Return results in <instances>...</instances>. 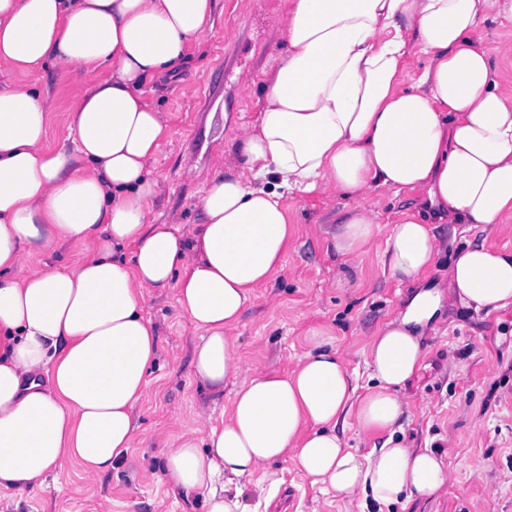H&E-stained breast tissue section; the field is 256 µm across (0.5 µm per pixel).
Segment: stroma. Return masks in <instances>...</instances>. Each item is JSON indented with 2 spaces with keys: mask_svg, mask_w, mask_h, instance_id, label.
Here are the masks:
<instances>
[{
  "mask_svg": "<svg viewBox=\"0 0 512 512\" xmlns=\"http://www.w3.org/2000/svg\"><path fill=\"white\" fill-rule=\"evenodd\" d=\"M288 0H216L211 26L195 43L178 78L152 81L144 96L162 112L169 130L154 173L166 192L155 203L158 223L191 230L199 201L215 169L232 165L239 127L255 122L261 78L286 43L282 19ZM83 81L79 72L55 68L30 75L0 62V85L18 83L49 92L56 100L48 142L66 144V114ZM416 194L378 188L365 205L380 222L372 248L357 259L337 254L326 230L335 213L351 205L339 194L292 195L286 200L290 240L286 264L271 285L257 288L233 338L254 369L288 371L308 349L310 327L326 328L358 384L369 381L361 349L373 331L403 312L420 287L448 289L451 250L465 243L512 250V223L492 231L465 224H439L449 248L423 283L398 282L382 271L381 253L392 223ZM175 288L163 289L145 308L158 328L159 354L148 374L140 429L132 448L111 475L91 482L68 466L49 476L36 497L0 498V512H205L197 495L177 490L162 467L166 438L199 428L203 412L229 408L232 390L215 397L191 365L196 337L176 305ZM423 366L404 391L403 434L415 448L444 455L449 481L437 496L396 503L385 512H512V306L486 314L441 309L422 338ZM283 484L268 512H360L357 503L304 481L292 462L274 465Z\"/></svg>",
  "mask_w": 512,
  "mask_h": 512,
  "instance_id": "stroma-1",
  "label": "stroma"
}]
</instances>
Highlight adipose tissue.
Here are the masks:
<instances>
[{"instance_id": "adipose-tissue-1", "label": "adipose tissue", "mask_w": 512, "mask_h": 512, "mask_svg": "<svg viewBox=\"0 0 512 512\" xmlns=\"http://www.w3.org/2000/svg\"><path fill=\"white\" fill-rule=\"evenodd\" d=\"M215 4L0 0V62L94 77L67 115L70 150L47 142L50 94L0 87V492L34 494L73 463L96 481L123 460L158 355L145 307L172 286L199 334L195 376L216 396L234 387L220 422L200 415V432L166 444L175 487L202 495L207 512H254L283 483L269 463L288 459L362 512L435 496L449 479L442 457L395 437L424 359L420 332L445 302L477 313L512 305V252L456 249L447 297L418 291L368 338L363 388L324 329L310 330L287 372L253 371L232 334L255 288L285 266L289 195L353 197L331 237L357 258L378 232L363 198L378 187L417 193L421 212H402L381 256L400 281L434 265L432 221L512 222V88L491 63L512 57V41L488 52L481 28L512 20V0H289L287 50L263 73L257 120L236 139L237 164L213 172L186 234L151 214L168 129L140 86L176 72ZM414 47L427 64L403 89ZM65 243L84 247L74 265L43 260ZM351 422L378 445L349 447L339 430Z\"/></svg>"}]
</instances>
